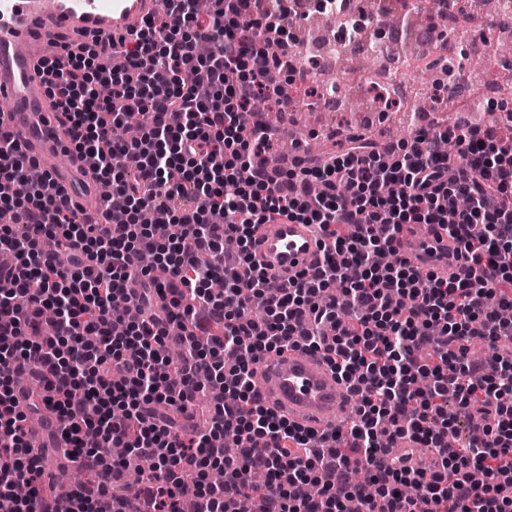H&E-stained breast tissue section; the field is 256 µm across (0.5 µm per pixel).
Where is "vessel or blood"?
Instances as JSON below:
<instances>
[{
  "label": "vessel or blood",
  "mask_w": 512,
  "mask_h": 512,
  "mask_svg": "<svg viewBox=\"0 0 512 512\" xmlns=\"http://www.w3.org/2000/svg\"><path fill=\"white\" fill-rule=\"evenodd\" d=\"M163 0H0V126L16 132L37 168L59 186L82 181L92 201L109 188L88 159L71 151L69 129L48 94L45 64L66 70L70 52L87 33L125 35L143 27ZM413 264L445 276L455 272V249L437 227L411 225L399 242ZM253 254L275 284L314 264L320 244L311 225L265 224ZM254 388L265 406L289 422L330 434L352 402L322 353L300 347L270 355L257 368Z\"/></svg>",
  "instance_id": "1"
}]
</instances>
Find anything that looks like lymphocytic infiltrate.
<instances>
[{
  "label": "lymphocytic infiltrate",
  "mask_w": 512,
  "mask_h": 512,
  "mask_svg": "<svg viewBox=\"0 0 512 512\" xmlns=\"http://www.w3.org/2000/svg\"><path fill=\"white\" fill-rule=\"evenodd\" d=\"M164 0L143 28L108 42L84 43L49 91L73 128L72 147L87 155L110 193L102 217L122 222L99 232L74 209L71 193L47 177L30 180L33 162L15 135L0 132V496L14 512H51L41 449L27 439V413L15 378L42 380L55 428L52 446L92 476L66 495V512H124L131 495L142 512H178L191 490L195 512H512V126L505 111L484 127L458 124L409 140L351 138L342 152L294 157L272 167L263 155L274 133L252 108L258 93L284 82L292 47L282 19L288 0ZM213 44L210 55L198 43ZM123 67H102L104 52ZM142 122L139 140L112 138L114 127ZM454 140L456 155L433 141ZM195 205L183 206L186 191ZM224 211L225 223L211 220ZM314 225L322 256L270 295L253 261L262 224ZM409 224H438L464 259L449 277L423 270L398 250ZM52 239L60 266L40 243ZM151 252L152 267L130 266ZM138 275L142 286L127 295ZM223 280L222 292L213 291ZM265 316L254 320L251 296ZM53 308L52 335L41 312ZM183 331L170 336L172 324ZM175 340L178 363L157 352ZM480 342L486 356L469 357ZM288 345L325 350L357 397L347 435L324 440L266 408L253 388L257 364ZM234 396L214 403L207 429L178 431L156 411H194L213 388ZM476 427L451 448L457 423L449 401ZM232 439L227 454L221 438ZM407 440L434 449L430 475L408 456L382 463ZM126 449L111 459L114 444ZM152 474L131 488L141 458ZM266 471L251 487L248 473ZM224 472L223 484L209 473Z\"/></svg>",
  "instance_id": "lymphocytic-infiltrate-1"
}]
</instances>
